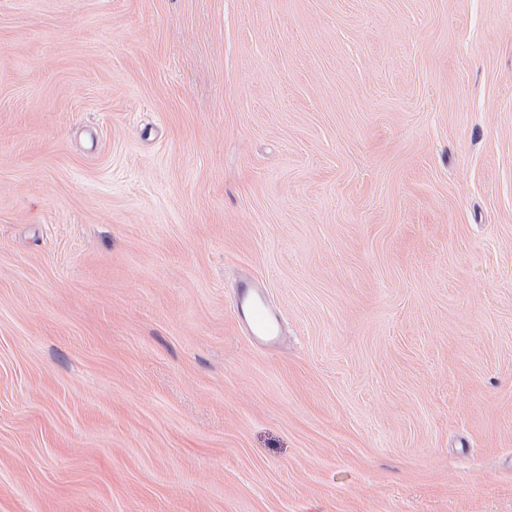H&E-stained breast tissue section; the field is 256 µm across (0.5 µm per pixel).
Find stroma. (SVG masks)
Wrapping results in <instances>:
<instances>
[{"instance_id":"1","label":"stroma","mask_w":512,"mask_h":512,"mask_svg":"<svg viewBox=\"0 0 512 512\" xmlns=\"http://www.w3.org/2000/svg\"><path fill=\"white\" fill-rule=\"evenodd\" d=\"M0 512H512V0H0ZM234 304L237 321L254 345L273 348L280 335L281 320L263 289L251 281L241 283Z\"/></svg>"}]
</instances>
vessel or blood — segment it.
<instances>
[{
  "mask_svg": "<svg viewBox=\"0 0 512 512\" xmlns=\"http://www.w3.org/2000/svg\"><path fill=\"white\" fill-rule=\"evenodd\" d=\"M234 304L237 321L254 345L273 348L280 335V316L263 289L251 281L241 283Z\"/></svg>",
  "mask_w": 512,
  "mask_h": 512,
  "instance_id": "1",
  "label": "vessel or blood"
}]
</instances>
